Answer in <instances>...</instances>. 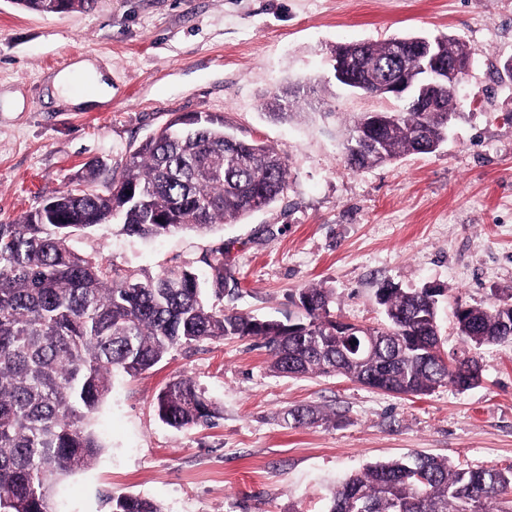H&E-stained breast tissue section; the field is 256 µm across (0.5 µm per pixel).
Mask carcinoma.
<instances>
[{
    "label": "carcinoma",
    "instance_id": "obj_1",
    "mask_svg": "<svg viewBox=\"0 0 512 512\" xmlns=\"http://www.w3.org/2000/svg\"><path fill=\"white\" fill-rule=\"evenodd\" d=\"M414 36L336 47L334 61L369 94L398 72L418 68ZM445 57L465 68L475 50L441 39ZM301 87L267 103L285 117ZM435 108L410 104L357 118L345 147L355 171L403 154H428L447 140L457 115V87L432 91ZM177 116L129 154L120 173L96 161L75 188L45 198L22 221L0 224V512H50L54 483L84 469L102 444L90 421L112 391L114 375L135 378L172 350L202 341L256 339L269 349L272 371L284 376L341 375L393 395H427L482 380L468 347L512 341V293L484 307H458L465 348L437 351V294L427 288L378 289L384 324L365 327L372 351L349 364L336 352L339 321L324 288L298 293L301 318L279 320L211 307L191 269L151 274L82 256L70 238L120 219L118 231L142 239L178 231L207 233L232 224L283 195L288 163L273 147L233 136L224 117ZM209 266L224 284V248ZM158 414L171 427L211 425L221 410L189 377L167 384ZM291 427L328 421L313 405L288 409ZM112 512H162L153 501L110 497ZM328 512H512V467L454 468L432 455L369 465L333 490Z\"/></svg>",
    "mask_w": 512,
    "mask_h": 512
}]
</instances>
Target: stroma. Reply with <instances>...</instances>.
I'll return each instance as SVG.
<instances>
[{
	"mask_svg": "<svg viewBox=\"0 0 512 512\" xmlns=\"http://www.w3.org/2000/svg\"><path fill=\"white\" fill-rule=\"evenodd\" d=\"M402 33L458 36L476 52L457 92L459 118L431 154L352 171L354 119L394 100L337 83L336 45ZM512 0H95L33 14L0 0V221L32 211L86 163L123 168L128 151L173 117L223 116L242 138L288 160V190L238 223L204 234L139 239L112 224L73 238L74 251L156 274L192 268L218 306L300 317L298 292L332 293L336 317L382 323L377 290L440 288L439 335L459 349L453 312L512 292ZM80 60L112 73V98L74 107L53 95ZM311 91L286 119L265 98ZM229 269L216 284L210 253ZM480 385L396 396L342 376H279L255 339L171 351L142 375L118 376L91 422L103 449L62 478L53 512H110L108 496L163 512H327L331 490L368 465L430 454L455 467L512 465V342L482 348ZM191 377L223 415L176 429L157 398ZM311 404L336 423L291 428Z\"/></svg>",
	"mask_w": 512,
	"mask_h": 512,
	"instance_id": "35a3bbf8",
	"label": "stroma"
}]
</instances>
